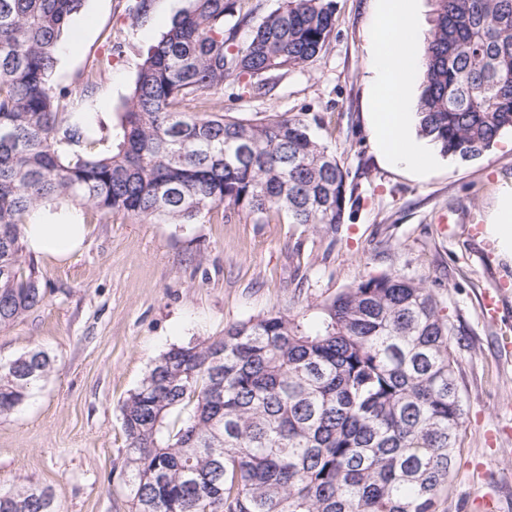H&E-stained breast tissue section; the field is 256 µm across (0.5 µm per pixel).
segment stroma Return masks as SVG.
<instances>
[{"label": "stroma", "instance_id": "obj_1", "mask_svg": "<svg viewBox=\"0 0 512 512\" xmlns=\"http://www.w3.org/2000/svg\"><path fill=\"white\" fill-rule=\"evenodd\" d=\"M127 0H86L76 48L58 52L56 81L101 69L96 94L74 103L70 122L90 124L108 147L142 55L190 0H151L134 23ZM327 50L276 74L267 94L227 80L214 100L230 116L319 115L316 136L347 173L348 218L322 235L278 215L255 223L218 209L192 224L87 211L83 249L34 257L42 305L0 329V359L45 350L55 371L12 415L0 418V489L50 488L60 512H136L124 482L120 405L171 345L223 336L263 314L313 320L318 307L372 276L424 280L448 316L465 424L439 512H512V304L497 322L488 292L512 280V255L477 249L468 233L512 191V131L484 156H437L426 173L392 166L371 133L370 34L381 0H336Z\"/></svg>", "mask_w": 512, "mask_h": 512}]
</instances>
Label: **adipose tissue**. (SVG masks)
<instances>
[{"mask_svg":"<svg viewBox=\"0 0 512 512\" xmlns=\"http://www.w3.org/2000/svg\"><path fill=\"white\" fill-rule=\"evenodd\" d=\"M413 33L407 0H383L380 21L370 35L373 131L390 164L423 171L431 155L417 139L409 110L412 84L423 71V60L412 49ZM81 219L76 209L60 214L39 208L22 227L27 249L54 260L68 258L83 245L86 227Z\"/></svg>","mask_w":512,"mask_h":512,"instance_id":"obj_1","label":"adipose tissue"}]
</instances>
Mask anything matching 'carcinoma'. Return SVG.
<instances>
[{
  "mask_svg": "<svg viewBox=\"0 0 512 512\" xmlns=\"http://www.w3.org/2000/svg\"><path fill=\"white\" fill-rule=\"evenodd\" d=\"M85 0H0V328L45 298L21 225L46 203L190 223L224 206L272 210L324 234L345 223L346 173L286 113L214 112L207 91L303 68L328 47L335 0H283L250 20L236 0H191L148 48L106 150L65 119L91 72L54 80ZM417 133L462 162L512 129V0H434ZM210 116L201 117L199 113ZM448 318L422 280L387 273L338 293L309 327L258 315L173 345L120 406L138 512H437L464 427ZM54 370L43 350L0 361V417ZM0 512H57L46 489L0 491Z\"/></svg>",
  "mask_w": 512,
  "mask_h": 512,
  "instance_id": "obj_1",
  "label": "carcinoma"
}]
</instances>
